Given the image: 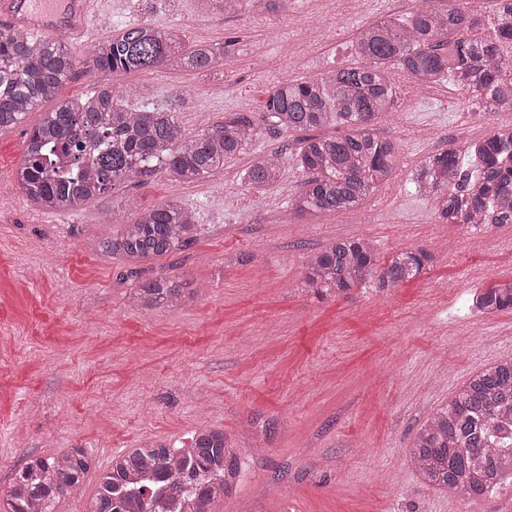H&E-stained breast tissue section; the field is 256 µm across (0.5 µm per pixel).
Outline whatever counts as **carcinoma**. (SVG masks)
I'll list each match as a JSON object with an SVG mask.
<instances>
[{
    "label": "carcinoma",
    "mask_w": 512,
    "mask_h": 512,
    "mask_svg": "<svg viewBox=\"0 0 512 512\" xmlns=\"http://www.w3.org/2000/svg\"><path fill=\"white\" fill-rule=\"evenodd\" d=\"M404 18L386 16L358 32L360 63L317 78L273 86L264 110L228 112L194 135L176 113L153 103L130 108L108 76L116 70L146 71L165 65L209 73L224 65V44H184L183 31L131 23L98 43L89 71L95 90L84 98L59 97L76 66L63 42L39 39L23 29H0V132L18 125L35 107L40 113L25 144L16 181L27 200L47 213L66 214L108 199L116 187L146 183L158 173L193 183L224 170V161L245 153L268 127L303 132L296 154L304 188L288 213L314 220L325 213L358 210L390 180L400 159L398 140L374 133L373 121L389 111L397 92L388 70L397 66L418 84L445 78L480 100L485 110H512V76L502 47L512 44V0H503L493 32L474 37L479 19L454 3L427 5ZM335 126L331 136L307 132ZM282 164L258 155L244 171L252 188L278 184ZM414 183L429 196L438 217L473 231L512 224V124H499L458 148L429 156ZM102 215L120 230L90 248L121 264L136 265L166 255L204 228L197 213L179 200L134 212L108 204ZM424 249H404L381 262L373 241L338 239L310 254L298 289L322 299L369 285L386 293L430 267ZM132 306H175L187 297L176 279L156 276L129 293ZM469 308L481 314L512 310V281L477 291ZM512 359L491 364L463 382L448 404L434 410L415 434L407 459L425 486L452 489L467 504L478 501L512 473ZM93 459L84 448L33 456L15 473L4 498L7 512H56L62 497L80 492ZM242 465L224 430L202 428L177 447L148 439L112 457L84 512H217L237 488Z\"/></svg>",
    "instance_id": "obj_1"
}]
</instances>
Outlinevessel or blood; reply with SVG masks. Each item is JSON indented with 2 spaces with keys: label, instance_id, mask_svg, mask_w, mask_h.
<instances>
[{
  "label": "vessel or blood",
  "instance_id": "b4317fda",
  "mask_svg": "<svg viewBox=\"0 0 512 512\" xmlns=\"http://www.w3.org/2000/svg\"><path fill=\"white\" fill-rule=\"evenodd\" d=\"M88 0H0V27H21L48 40L76 42L88 30Z\"/></svg>",
  "mask_w": 512,
  "mask_h": 512
}]
</instances>
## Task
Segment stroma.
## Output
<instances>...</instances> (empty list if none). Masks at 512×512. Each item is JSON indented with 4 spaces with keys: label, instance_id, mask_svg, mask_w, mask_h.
Listing matches in <instances>:
<instances>
[{
    "label": "stroma",
    "instance_id": "obj_1",
    "mask_svg": "<svg viewBox=\"0 0 512 512\" xmlns=\"http://www.w3.org/2000/svg\"><path fill=\"white\" fill-rule=\"evenodd\" d=\"M418 6L290 0L283 13L227 15L202 0H91L92 24L74 47L81 63L59 94L93 90L85 59L127 23L181 28L189 45L228 42L220 86L167 68L109 76L127 105L171 109L194 134L228 112H261L278 81L353 66L362 26ZM391 75L395 105L373 128L400 139V163L360 209L314 224L287 216L305 180L294 161L298 136L267 129L216 176L179 184L160 174L115 189L132 212L181 200L205 228L137 266L91 253L92 239L114 231L101 223L100 204L55 215L14 189L38 113L0 133V183L11 187L0 195V495L28 457L84 448L96 466L81 496L56 506L83 512L114 455L147 437L183 442L215 427L243 463L221 512H512L507 490L468 505L425 487L405 455L430 412L512 355V310H463L471 292L512 279V224L468 236L441 223L411 179L428 156L512 118L483 112L451 81L421 91L403 70ZM269 152L281 156V182L248 187L244 169ZM351 236L373 239L384 260L422 248L434 263L384 295L365 288L320 301L299 293L308 254ZM161 274L196 297L153 310L127 303Z\"/></svg>",
    "mask_w": 512,
    "mask_h": 512
}]
</instances>
